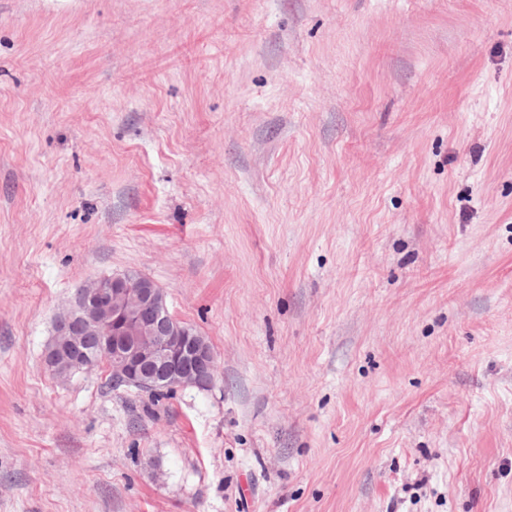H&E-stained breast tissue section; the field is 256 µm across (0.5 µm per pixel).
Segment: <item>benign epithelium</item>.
Segmentation results:
<instances>
[{"label": "benign epithelium", "mask_w": 512, "mask_h": 512, "mask_svg": "<svg viewBox=\"0 0 512 512\" xmlns=\"http://www.w3.org/2000/svg\"><path fill=\"white\" fill-rule=\"evenodd\" d=\"M88 336L104 337L103 346L85 348ZM44 363L55 376L103 364L116 387L161 392L207 390L217 377L216 355L206 337L176 318L164 290L136 271L78 288L56 321Z\"/></svg>", "instance_id": "benign-epithelium-1"}]
</instances>
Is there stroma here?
<instances>
[{
  "instance_id": "stroma-1",
  "label": "stroma",
  "mask_w": 512,
  "mask_h": 512,
  "mask_svg": "<svg viewBox=\"0 0 512 512\" xmlns=\"http://www.w3.org/2000/svg\"><path fill=\"white\" fill-rule=\"evenodd\" d=\"M125 271L212 388L46 370ZM0 512H512V0H0Z\"/></svg>"
}]
</instances>
